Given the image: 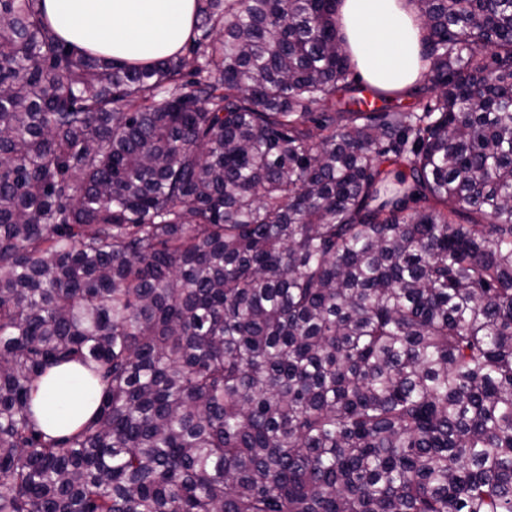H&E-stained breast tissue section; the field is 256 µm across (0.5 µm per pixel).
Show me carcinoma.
Masks as SVG:
<instances>
[{"label":"carcinoma","mask_w":512,"mask_h":512,"mask_svg":"<svg viewBox=\"0 0 512 512\" xmlns=\"http://www.w3.org/2000/svg\"><path fill=\"white\" fill-rule=\"evenodd\" d=\"M41 2L0 0V512H512V0H414L408 106L337 0H197L149 65ZM88 373L79 362L71 361L56 366L40 381L32 394V406L42 425L72 432L91 420L100 402L102 387L96 383L89 392L82 383ZM63 398L66 408L62 414L53 411L55 402Z\"/></svg>","instance_id":"1"}]
</instances>
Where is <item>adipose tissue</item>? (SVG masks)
I'll use <instances>...</instances> for the list:
<instances>
[{"label": "adipose tissue", "instance_id": "obj_1", "mask_svg": "<svg viewBox=\"0 0 512 512\" xmlns=\"http://www.w3.org/2000/svg\"><path fill=\"white\" fill-rule=\"evenodd\" d=\"M54 31L77 49L108 59L149 63L179 53L194 23L196 0H43ZM342 44L360 76L387 97L423 78L422 26L411 0H339ZM76 361L49 370L33 394L42 425L72 432L91 420L102 390H87Z\"/></svg>", "mask_w": 512, "mask_h": 512}]
</instances>
